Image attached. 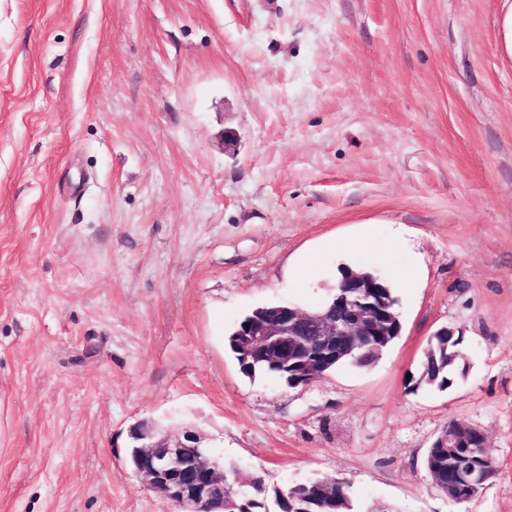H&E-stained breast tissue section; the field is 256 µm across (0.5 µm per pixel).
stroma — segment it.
<instances>
[{
    "label": "stroma",
    "mask_w": 512,
    "mask_h": 512,
    "mask_svg": "<svg viewBox=\"0 0 512 512\" xmlns=\"http://www.w3.org/2000/svg\"><path fill=\"white\" fill-rule=\"evenodd\" d=\"M506 0H0V512H169L141 423L355 512H512V57ZM304 255L313 269L296 271ZM400 336L304 388L227 337L313 309L341 259ZM468 370L411 389L428 340ZM482 428L463 504L427 452ZM450 422L445 426L439 435L433 441L431 448L426 456V469L428 474L432 472L431 479L438 491L445 494L448 498L459 499L466 497L467 493L463 486L452 477V471L456 464V457L452 453V448H467L469 464L476 467L486 478V482L475 472L465 473L462 477L463 482L470 490L467 500L475 497L496 475V460L491 455H486L483 448L489 447L488 436L478 427L470 423H462L454 431L448 433V426H453ZM448 435V447H439V438ZM477 437L474 439V437ZM469 441L478 442L476 446L469 445ZM483 447V448H474ZM485 482V483H484Z\"/></svg>",
    "instance_id": "stroma-1"
}]
</instances>
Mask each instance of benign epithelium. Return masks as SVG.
Masks as SVG:
<instances>
[{"label": "benign epithelium", "instance_id": "1", "mask_svg": "<svg viewBox=\"0 0 512 512\" xmlns=\"http://www.w3.org/2000/svg\"><path fill=\"white\" fill-rule=\"evenodd\" d=\"M381 287L380 275L352 271L341 281L336 304L313 310L285 304L273 318L255 316L238 332L240 354L283 371L291 369L296 378H287L288 385L308 386L322 378L324 364L343 345L359 336L388 335L391 315L356 302ZM131 437L134 468L172 512H224L223 460L210 454L199 433L186 430L173 438L143 423ZM472 440L489 447L488 436L471 424L462 423L448 433L450 448H467Z\"/></svg>", "mask_w": 512, "mask_h": 512}]
</instances>
